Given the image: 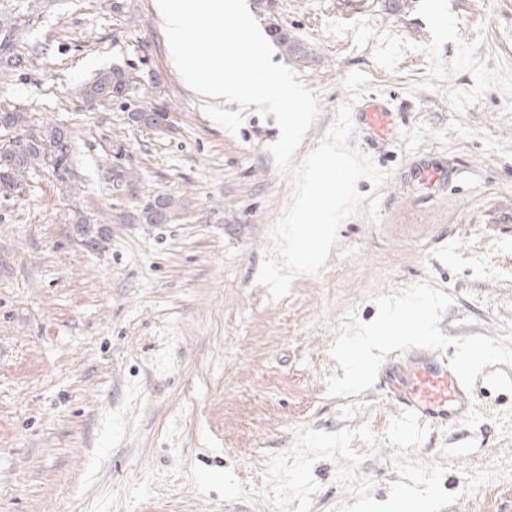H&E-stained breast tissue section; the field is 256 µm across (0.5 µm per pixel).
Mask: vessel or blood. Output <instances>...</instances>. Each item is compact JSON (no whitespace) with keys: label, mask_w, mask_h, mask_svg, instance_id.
Here are the masks:
<instances>
[{"label":"vessel or blood","mask_w":512,"mask_h":512,"mask_svg":"<svg viewBox=\"0 0 512 512\" xmlns=\"http://www.w3.org/2000/svg\"><path fill=\"white\" fill-rule=\"evenodd\" d=\"M382 371L390 397L415 410L421 422L444 428L466 421L474 410V397L451 368L447 354L414 348L391 356Z\"/></svg>","instance_id":"1"}]
</instances>
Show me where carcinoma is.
Wrapping results in <instances>:
<instances>
[{
	"label": "carcinoma",
	"instance_id": "cac0c4a2",
	"mask_svg": "<svg viewBox=\"0 0 512 512\" xmlns=\"http://www.w3.org/2000/svg\"><path fill=\"white\" fill-rule=\"evenodd\" d=\"M268 30L282 50L287 53L295 52L296 47L288 33L278 24H270ZM41 59L42 54L36 52L24 59L15 52L13 44L0 45V68L10 69L23 60L32 63ZM128 89L129 79L126 73L115 67L99 72L92 81L86 83L83 96L88 102H110L124 98ZM26 123L24 113L0 107V129L12 130L26 126ZM71 147V132L60 124L46 123L31 128L22 142L0 150V187L16 189L20 178L36 167L52 172L61 180L66 179L70 170ZM175 207L174 198L157 196L145 208L143 219L147 224H159L162 222L161 214L168 215Z\"/></svg>",
	"mask_w": 512,
	"mask_h": 512
}]
</instances>
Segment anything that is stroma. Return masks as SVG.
Listing matches in <instances>:
<instances>
[{"label":"stroma","instance_id":"obj_1","mask_svg":"<svg viewBox=\"0 0 512 512\" xmlns=\"http://www.w3.org/2000/svg\"><path fill=\"white\" fill-rule=\"evenodd\" d=\"M427 2L255 10L260 29L279 24L299 48L273 63L320 99L294 163L359 71L358 145L390 173L377 189L357 183L378 196L379 221L348 218L323 271L273 301L256 275L292 196L268 151L274 116L247 108L234 133L210 119L168 59L154 0H0V39L43 53L39 68L0 71V105L73 135L69 179L37 169L0 193V512H275L267 460L298 428L366 422L381 437L401 413L377 385L328 396L346 312L372 321L374 294L426 280L454 299L445 335L512 326V0H440L444 31ZM112 67L129 77L125 99L83 100ZM144 107L162 124L133 122ZM375 108L387 112L380 132ZM117 170L131 176L120 191ZM158 195L177 208L144 223ZM473 391V416L430 428L408 456L447 466L457 499L442 512H512V367H485ZM352 448L386 501L399 479L391 446ZM335 471L315 463L311 512L352 502Z\"/></svg>","mask_w":512,"mask_h":512}]
</instances>
